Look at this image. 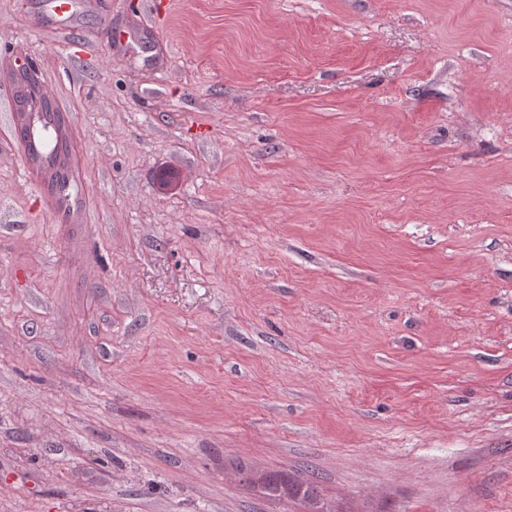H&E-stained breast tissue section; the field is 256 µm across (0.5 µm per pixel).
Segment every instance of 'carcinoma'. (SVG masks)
I'll return each instance as SVG.
<instances>
[{
  "instance_id": "1",
  "label": "carcinoma",
  "mask_w": 512,
  "mask_h": 512,
  "mask_svg": "<svg viewBox=\"0 0 512 512\" xmlns=\"http://www.w3.org/2000/svg\"><path fill=\"white\" fill-rule=\"evenodd\" d=\"M18 83L17 103L18 107L26 108V121L17 129V136L26 144L31 161L51 173V190L66 198L73 187V179L64 162L70 153V143L63 132L65 118L41 92L35 73L18 79ZM287 480L288 476L283 473L265 475L262 477V492L270 498H277Z\"/></svg>"
}]
</instances>
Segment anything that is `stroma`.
Wrapping results in <instances>:
<instances>
[{
  "label": "stroma",
  "instance_id": "stroma-1",
  "mask_svg": "<svg viewBox=\"0 0 512 512\" xmlns=\"http://www.w3.org/2000/svg\"><path fill=\"white\" fill-rule=\"evenodd\" d=\"M248 471L512 512V0H0V512H308ZM34 71L18 79V112H26L27 115L26 121L16 129L17 136L26 144L31 161L40 169L51 173V190L58 196L67 198L73 187V177L70 178L64 162V158L70 153V143L63 132L65 118L41 92ZM31 93L38 96L37 106L33 103ZM25 105L28 108L23 110Z\"/></svg>",
  "mask_w": 512,
  "mask_h": 512
}]
</instances>
